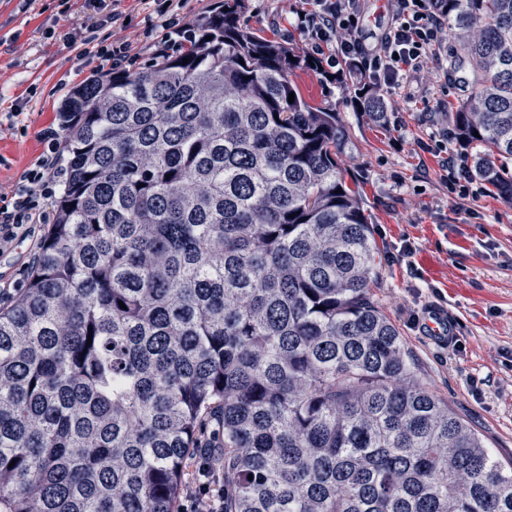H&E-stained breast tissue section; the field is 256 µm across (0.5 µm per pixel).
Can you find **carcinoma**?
Here are the masks:
<instances>
[{"label":"carcinoma","mask_w":512,"mask_h":512,"mask_svg":"<svg viewBox=\"0 0 512 512\" xmlns=\"http://www.w3.org/2000/svg\"><path fill=\"white\" fill-rule=\"evenodd\" d=\"M239 2L66 99L55 220L0 311V512H178L211 431L224 512H512V466L417 378L370 295L346 126ZM446 2L477 85L453 138L512 205V0Z\"/></svg>","instance_id":"obj_1"}]
</instances>
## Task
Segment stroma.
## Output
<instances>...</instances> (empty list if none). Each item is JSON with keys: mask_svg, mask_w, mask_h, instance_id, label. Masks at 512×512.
<instances>
[{"mask_svg": "<svg viewBox=\"0 0 512 512\" xmlns=\"http://www.w3.org/2000/svg\"><path fill=\"white\" fill-rule=\"evenodd\" d=\"M68 22L58 27L60 3ZM310 0H243L246 24L297 51L328 59L335 41L312 50L298 15ZM153 0H119L120 22L86 10L84 0H0V40L18 49L0 54V188L9 189L44 150L40 131L59 129L69 91L98 70L77 39L128 43L132 64L156 60L175 36L156 25ZM445 43L431 72L382 91L386 123L356 109L347 85L327 73L299 70L302 95L338 112L349 132L342 165L356 184L379 248L380 275L371 294L398 329L420 379L474 428L502 463L512 462V206L468 172L473 158L451 147L459 184L446 182L435 142L448 116L476 92L469 66ZM48 231L39 224L0 257V279L25 287L29 259ZM443 309L456 325L453 342L424 336L421 318Z\"/></svg>", "mask_w": 512, "mask_h": 512, "instance_id": "obj_1", "label": "stroma"}]
</instances>
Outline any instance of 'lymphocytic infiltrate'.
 <instances>
[{"mask_svg":"<svg viewBox=\"0 0 512 512\" xmlns=\"http://www.w3.org/2000/svg\"><path fill=\"white\" fill-rule=\"evenodd\" d=\"M395 23L374 46L359 35L363 0H313V8L299 20V27L313 40L336 41L329 66L353 63L374 86L392 87L429 71L438 61L440 48L451 29L445 9L434 0H388ZM46 149L32 168L20 176L16 187L0 193V255L14 241L28 236L33 225L54 219L51 199L61 175L57 164L54 131L40 132ZM221 477L207 456H200L195 485L180 506V512H224Z\"/></svg>","mask_w":512,"mask_h":512,"instance_id":"obj_1","label":"lymphocytic infiltrate"}]
</instances>
